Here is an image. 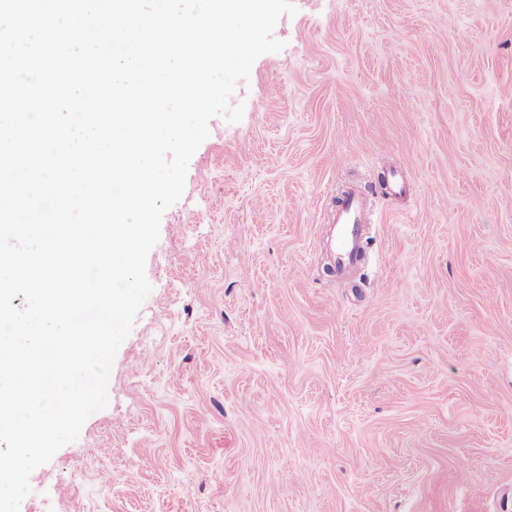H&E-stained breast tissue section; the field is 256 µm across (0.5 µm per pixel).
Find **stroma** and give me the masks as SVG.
<instances>
[{
	"label": "stroma",
	"mask_w": 512,
	"mask_h": 512,
	"mask_svg": "<svg viewBox=\"0 0 512 512\" xmlns=\"http://www.w3.org/2000/svg\"><path fill=\"white\" fill-rule=\"evenodd\" d=\"M293 2L20 512H512V0ZM349 185L375 222L339 275Z\"/></svg>",
	"instance_id": "1"
}]
</instances>
